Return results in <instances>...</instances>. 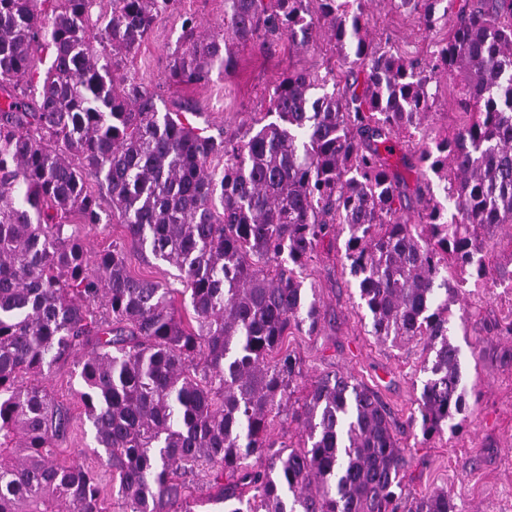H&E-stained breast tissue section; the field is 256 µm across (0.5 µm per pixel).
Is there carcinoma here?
Returning a JSON list of instances; mask_svg holds the SVG:
<instances>
[{"mask_svg":"<svg viewBox=\"0 0 512 512\" xmlns=\"http://www.w3.org/2000/svg\"><path fill=\"white\" fill-rule=\"evenodd\" d=\"M369 2L224 0L222 34L185 19L177 83L233 69L242 47L286 36L306 49L323 29L347 67L342 84L286 70L265 116L226 137L160 111L128 69L176 0H0V512H106L100 472L80 453L59 459L70 412L39 384L80 349L79 399L118 512H193L202 472L224 512H459L444 490L403 497L408 459L375 391L336 374L294 397L285 341L324 320L304 272L338 237L371 335L432 353L413 418L425 440L466 409L449 335L466 279L448 273L502 277L487 257L512 224V0H390L428 31L456 15L414 58L369 38ZM450 72L466 121L431 137ZM394 139L421 141L417 224L381 150ZM105 196L183 289L68 232L73 217L98 226ZM285 410L298 427L286 444L269 430Z\"/></svg>","mask_w":512,"mask_h":512,"instance_id":"1","label":"carcinoma"}]
</instances>
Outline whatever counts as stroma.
I'll list each match as a JSON object with an SVG mask.
<instances>
[{
    "mask_svg": "<svg viewBox=\"0 0 512 512\" xmlns=\"http://www.w3.org/2000/svg\"><path fill=\"white\" fill-rule=\"evenodd\" d=\"M189 17L205 28L220 30L224 0H178L158 15L128 66L139 81L156 92L160 109L174 110L181 102L190 101L196 110L191 123L210 135H236L243 121L267 111L271 89L284 71L323 72L337 65L335 50L320 33L306 52L294 53L285 39L268 51L250 47L240 51L232 74L216 73L201 84H175L168 79L172 53L183 21ZM366 18L374 42L404 55L432 51L448 32L444 26L425 31L417 17L391 9L384 0H374ZM457 95L455 76L441 81L433 105L432 130H453L463 123ZM311 280L323 303L325 322L318 335L287 339L289 350L300 359L302 384L337 372L355 377L378 393L407 450L405 484L410 494L442 488L455 497L463 512H512V336L498 327L501 319L512 313V284H465L462 307L479 308L481 314L467 320L453 317L450 334L460 350L469 407L460 417L459 429L426 441L410 417L417 409L427 352L416 343L399 350L369 336L368 313L358 305L354 284L341 272L340 252L321 255ZM79 361V356H72L47 375L43 385L71 413L69 433L61 443L62 456L78 452L94 466L98 457L93 429L78 396Z\"/></svg>",
    "mask_w": 512,
    "mask_h": 512,
    "instance_id": "1",
    "label": "stroma"
}]
</instances>
